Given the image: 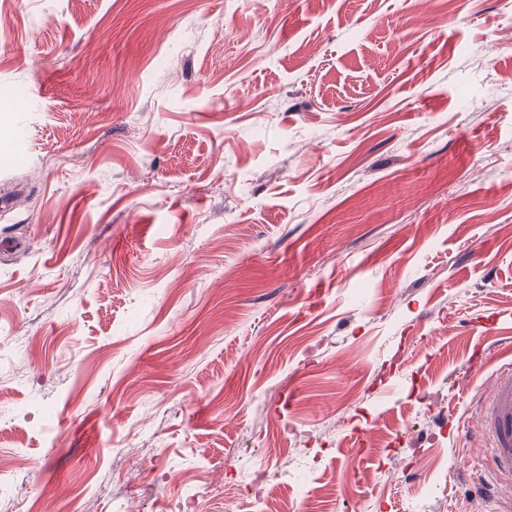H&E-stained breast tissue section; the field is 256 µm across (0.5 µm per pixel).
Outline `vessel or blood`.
Listing matches in <instances>:
<instances>
[{"label": "vessel or blood", "instance_id": "vessel-or-blood-1", "mask_svg": "<svg viewBox=\"0 0 512 512\" xmlns=\"http://www.w3.org/2000/svg\"><path fill=\"white\" fill-rule=\"evenodd\" d=\"M479 430L491 441L494 472L506 480L501 492L512 497V371L495 382L479 417Z\"/></svg>", "mask_w": 512, "mask_h": 512}]
</instances>
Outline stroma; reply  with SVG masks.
I'll use <instances>...</instances> for the list:
<instances>
[{
  "label": "stroma",
  "mask_w": 512,
  "mask_h": 512,
  "mask_svg": "<svg viewBox=\"0 0 512 512\" xmlns=\"http://www.w3.org/2000/svg\"><path fill=\"white\" fill-rule=\"evenodd\" d=\"M512 0H12L0 512H490ZM440 395L434 408L413 387ZM435 429L421 457L403 421ZM324 450L333 490L303 458ZM246 480L250 495L244 500L247 512H273L278 511L275 506L277 500L269 497V485L278 480L279 483L288 482V458L260 466L247 473Z\"/></svg>",
  "instance_id": "35a3bbf8"
}]
</instances>
